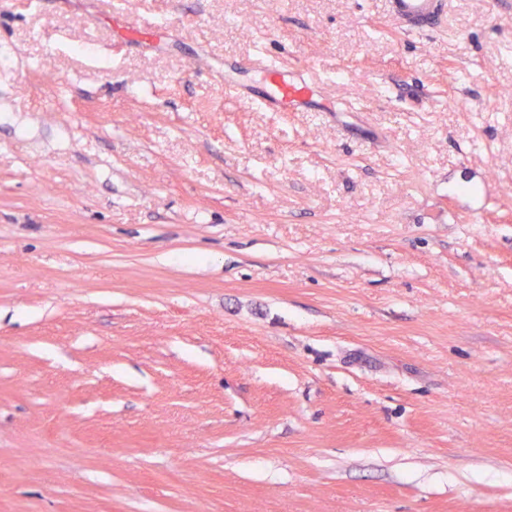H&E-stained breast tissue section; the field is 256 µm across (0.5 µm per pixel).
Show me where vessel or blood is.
<instances>
[{"label": "vessel or blood", "mask_w": 512, "mask_h": 512, "mask_svg": "<svg viewBox=\"0 0 512 512\" xmlns=\"http://www.w3.org/2000/svg\"><path fill=\"white\" fill-rule=\"evenodd\" d=\"M388 21L413 38L439 31L448 18V0H383ZM257 84L244 85L225 78L224 92L269 112L334 111L327 102L322 82L306 71L288 66L279 57L266 55L253 60Z\"/></svg>", "instance_id": "vessel-or-blood-1"}]
</instances>
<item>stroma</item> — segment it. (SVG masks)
<instances>
[{
	"label": "stroma",
	"mask_w": 512,
	"mask_h": 512,
	"mask_svg": "<svg viewBox=\"0 0 512 512\" xmlns=\"http://www.w3.org/2000/svg\"><path fill=\"white\" fill-rule=\"evenodd\" d=\"M262 49L338 111L224 97ZM0 50V512H512V0H0ZM385 17L415 39L439 31L448 18L447 0H383Z\"/></svg>",
	"instance_id": "stroma-1"
}]
</instances>
